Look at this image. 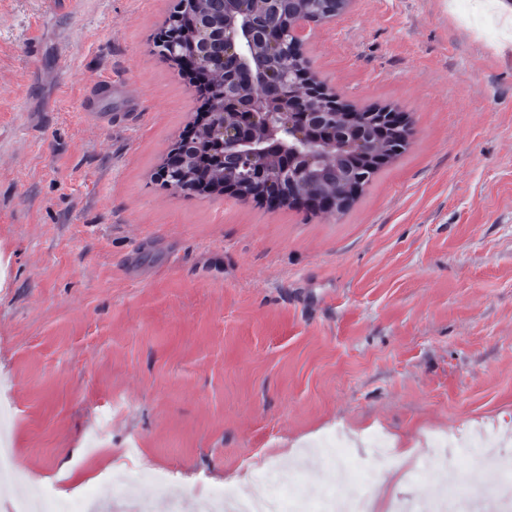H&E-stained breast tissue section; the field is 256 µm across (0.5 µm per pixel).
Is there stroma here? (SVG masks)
<instances>
[{"label": "stroma", "mask_w": 512, "mask_h": 512, "mask_svg": "<svg viewBox=\"0 0 512 512\" xmlns=\"http://www.w3.org/2000/svg\"><path fill=\"white\" fill-rule=\"evenodd\" d=\"M472 2L307 27L327 90L412 128L349 209L310 213L156 181L200 106L154 47L176 0H0V512L143 467L193 512L337 433L383 498L442 484L404 480L432 436L512 449V28ZM53 496V489L48 485H34L23 498L17 499L11 512H41L46 499Z\"/></svg>", "instance_id": "35a3bbf8"}]
</instances>
